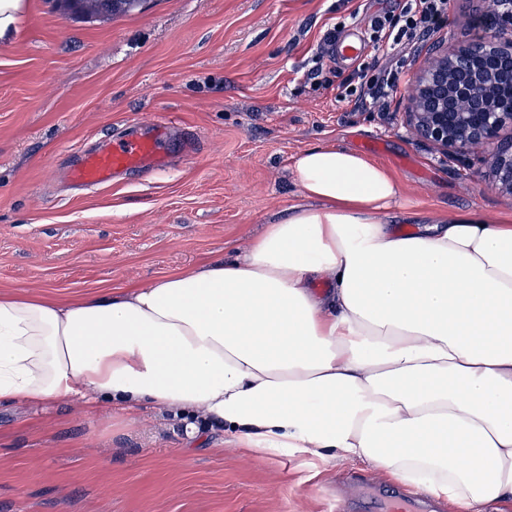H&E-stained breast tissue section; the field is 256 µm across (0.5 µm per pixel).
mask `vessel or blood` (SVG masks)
Segmentation results:
<instances>
[{
    "label": "vessel or blood",
    "mask_w": 512,
    "mask_h": 512,
    "mask_svg": "<svg viewBox=\"0 0 512 512\" xmlns=\"http://www.w3.org/2000/svg\"><path fill=\"white\" fill-rule=\"evenodd\" d=\"M167 126L153 124L148 135L129 134L101 146L97 151L84 155L71 168L68 179L79 185L103 186L110 184L114 176L128 170H158L168 164L163 148Z\"/></svg>",
    "instance_id": "1"
}]
</instances>
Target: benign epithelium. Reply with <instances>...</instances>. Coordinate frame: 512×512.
<instances>
[{
	"mask_svg": "<svg viewBox=\"0 0 512 512\" xmlns=\"http://www.w3.org/2000/svg\"><path fill=\"white\" fill-rule=\"evenodd\" d=\"M485 36L436 49L403 105L411 136L443 156L476 155L512 196V0H493Z\"/></svg>",
	"mask_w": 512,
	"mask_h": 512,
	"instance_id": "obj_1",
	"label": "benign epithelium"
}]
</instances>
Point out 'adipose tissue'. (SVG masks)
Wrapping results in <instances>:
<instances>
[{"label": "adipose tissue", "mask_w": 512, "mask_h": 512, "mask_svg": "<svg viewBox=\"0 0 512 512\" xmlns=\"http://www.w3.org/2000/svg\"><path fill=\"white\" fill-rule=\"evenodd\" d=\"M291 176L302 204L244 251L66 301L0 293V401L151 403L457 512L512 502V213L393 223L400 181L336 145Z\"/></svg>", "instance_id": "adipose-tissue-1"}]
</instances>
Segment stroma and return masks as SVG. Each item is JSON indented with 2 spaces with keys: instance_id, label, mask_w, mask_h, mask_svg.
<instances>
[{
  "instance_id": "35a3bbf8",
  "label": "stroma",
  "mask_w": 512,
  "mask_h": 512,
  "mask_svg": "<svg viewBox=\"0 0 512 512\" xmlns=\"http://www.w3.org/2000/svg\"><path fill=\"white\" fill-rule=\"evenodd\" d=\"M489 0H451L446 27L396 70L388 109L354 110L349 79L378 76L369 19L403 0H145L109 22L23 0L0 40V290L62 300L126 288L247 246L302 197V150L336 143L384 163L410 200L396 223L433 210L512 213L477 157H443L402 119L430 44L479 37ZM333 42H324L326 34ZM358 34L353 61L337 39ZM168 120L170 163L86 189L66 172L123 130ZM198 439L152 405L128 414L73 402L0 404V512H454L359 464L255 457L199 417Z\"/></svg>"
}]
</instances>
